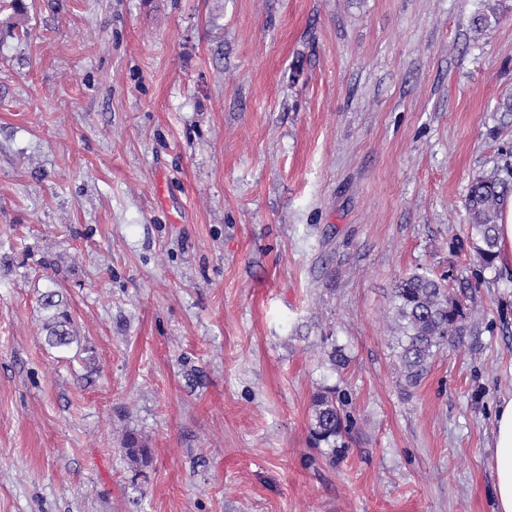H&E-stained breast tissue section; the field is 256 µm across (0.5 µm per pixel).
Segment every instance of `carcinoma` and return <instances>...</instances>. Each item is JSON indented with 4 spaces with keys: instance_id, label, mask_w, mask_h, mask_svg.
Here are the masks:
<instances>
[{
    "instance_id": "carcinoma-1",
    "label": "carcinoma",
    "mask_w": 512,
    "mask_h": 512,
    "mask_svg": "<svg viewBox=\"0 0 512 512\" xmlns=\"http://www.w3.org/2000/svg\"><path fill=\"white\" fill-rule=\"evenodd\" d=\"M512 196V170L502 177L497 171L482 174L472 181L465 200L469 224L468 240L482 269L495 266L497 259V226L500 213ZM483 283L481 274L459 280L460 292L448 287V277H436L426 272H413L398 279L393 289V322L402 377L409 386H417L426 376L432 360L443 349L458 344L474 332L470 316L459 294L471 292ZM54 287L41 292L38 298L45 313L43 330L46 343L61 352L72 348L85 354L84 361L95 360L94 348L81 340L62 285L53 280ZM346 394L336 386H322L311 401L309 424L314 447L329 450L330 459H336L338 441L351 426V415L346 410ZM129 460L145 464L151 454L147 444L129 433L123 440Z\"/></svg>"
}]
</instances>
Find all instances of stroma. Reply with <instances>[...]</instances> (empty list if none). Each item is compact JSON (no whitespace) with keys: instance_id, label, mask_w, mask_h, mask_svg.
Segmentation results:
<instances>
[{"instance_id":"35a3bbf8","label":"stroma","mask_w":512,"mask_h":512,"mask_svg":"<svg viewBox=\"0 0 512 512\" xmlns=\"http://www.w3.org/2000/svg\"><path fill=\"white\" fill-rule=\"evenodd\" d=\"M24 5L0 0V512H493L512 275L417 387L389 325L399 277L478 263L453 242L512 165V0ZM48 252L93 367L44 343ZM323 385L351 396L333 460ZM346 406V394H341L333 385L322 386L312 397L310 439L315 448H327L332 460L336 459L338 441L351 426V415L345 409ZM123 447L129 460L135 464H146L150 458L151 450L147 444L135 434H127L123 440Z\"/></svg>"}]
</instances>
